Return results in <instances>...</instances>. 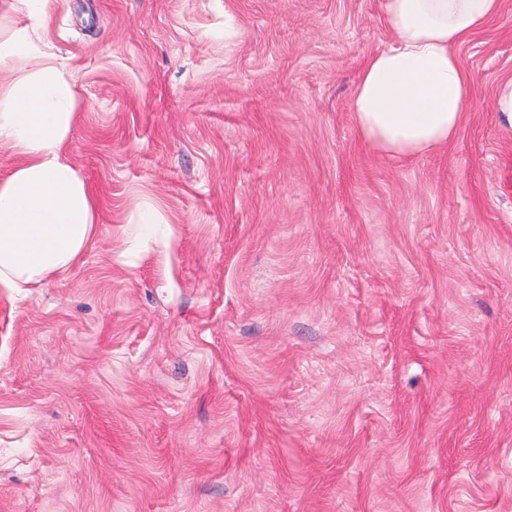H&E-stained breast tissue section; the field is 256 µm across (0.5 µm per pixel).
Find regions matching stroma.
Returning a JSON list of instances; mask_svg holds the SVG:
<instances>
[{
	"label": "stroma",
	"instance_id": "stroma-1",
	"mask_svg": "<svg viewBox=\"0 0 512 512\" xmlns=\"http://www.w3.org/2000/svg\"><path fill=\"white\" fill-rule=\"evenodd\" d=\"M83 259L0 288V512H512V0L447 146L351 93L381 0H56ZM494 104L500 119L512 127V80L498 88Z\"/></svg>",
	"mask_w": 512,
	"mask_h": 512
}]
</instances>
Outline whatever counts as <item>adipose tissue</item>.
Masks as SVG:
<instances>
[{
	"label": "adipose tissue",
	"mask_w": 512,
	"mask_h": 512,
	"mask_svg": "<svg viewBox=\"0 0 512 512\" xmlns=\"http://www.w3.org/2000/svg\"><path fill=\"white\" fill-rule=\"evenodd\" d=\"M32 22L0 40V58L37 53L32 74H0V149L19 156L0 179V288L30 294L85 255L96 231L94 198L69 160L76 81L62 58L39 50L54 0H20ZM503 0H382L390 37L365 61L351 95L358 133L408 156L448 143L469 79L457 48L499 15Z\"/></svg>",
	"instance_id": "1"
}]
</instances>
